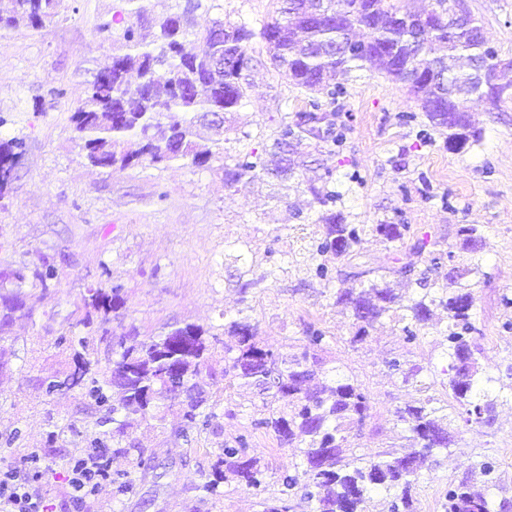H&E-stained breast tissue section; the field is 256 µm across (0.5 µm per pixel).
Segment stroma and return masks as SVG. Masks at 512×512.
I'll use <instances>...</instances> for the list:
<instances>
[{"instance_id": "stroma-1", "label": "stroma", "mask_w": 512, "mask_h": 512, "mask_svg": "<svg viewBox=\"0 0 512 512\" xmlns=\"http://www.w3.org/2000/svg\"><path fill=\"white\" fill-rule=\"evenodd\" d=\"M486 35L508 62L502 78L512 83V0H464ZM122 0H69L53 24H22L0 37V139L24 138L26 151L15 178L0 199V266L36 267L42 256L56 258L57 282L28 291L29 315L17 318L0 348L8 366L0 370V434H16L0 447V470L34 480L44 512H258L259 497L277 495L279 474L299 461L297 449L279 447L268 433L255 434L250 453L266 470L263 494L239 488L215 499L200 489L225 441L238 436L251 418L268 415L259 389L224 380V352L215 348L212 365L198 386L215 416L209 428L182 420L181 398L171 400L163 427L135 424L129 439L152 450L153 470L134 494L117 499L111 480L75 498L69 464L93 455L97 433L110 469H127L132 457L113 455L106 411L79 389L46 395L42 382L64 379L69 351L62 334L84 335L77 321L87 288L106 278L125 286L126 323L138 336L158 335L165 325L193 323L211 334L245 315L258 328L260 345L285 356L299 350L307 325L324 328L326 374L353 376L367 389L371 408L354 440L356 454L373 458L409 440L394 412L421 398L444 399L448 323L437 311L420 341L403 338V323L382 318L367 338L350 344L354 320L336 305L340 288H356L355 267L375 268L388 248L365 232L353 261L329 259L332 280L314 276L311 243L322 225L321 207L305 190L309 171L331 173L340 195L336 208L350 224H407L414 236H430L452 265L464 269L476 303L479 361L494 378L500 399L491 425L456 421L454 445L423 470L414 490L418 512H443L450 481L482 456L498 463L495 500L512 499V101L493 110L478 99L468 103L466 121L477 141L462 152L449 150L416 99L402 85L373 68L353 70L331 108L337 144L309 149L305 169L284 177L243 180L225 187L218 167L156 164L102 171L82 161L71 141L69 117L94 74L109 60L107 26ZM276 0H216L195 14V30L216 19L260 25ZM256 59L250 87L229 119L224 151L270 148L279 124L308 108L311 98L282 80L269 64L260 39L251 43ZM63 96L52 95V88ZM479 225L483 241L467 247L458 230ZM257 280L241 292L242 281ZM400 358L420 367L418 383L403 385L386 366Z\"/></svg>"}]
</instances>
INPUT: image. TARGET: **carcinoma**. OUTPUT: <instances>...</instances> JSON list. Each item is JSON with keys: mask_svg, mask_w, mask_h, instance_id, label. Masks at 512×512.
<instances>
[{"mask_svg": "<svg viewBox=\"0 0 512 512\" xmlns=\"http://www.w3.org/2000/svg\"><path fill=\"white\" fill-rule=\"evenodd\" d=\"M125 2L128 9L113 18L121 25V46L112 53L110 65L94 75L84 101L71 115L72 131L85 159L100 169L217 163L224 169V186L233 188L246 176L292 174L303 166L301 148L336 141L329 113L313 100L310 108L294 112L279 125L271 160L252 149L229 163L220 143L210 147L200 143L203 129L223 125L225 115L238 111L249 87L254 61L250 43L256 37L265 43L278 75L307 94L334 97L330 75H346L365 63L375 66L407 88L434 128L448 133L450 150L468 102L453 94V88L470 79L469 69L476 62L490 70L501 65L496 53L483 51L472 29L462 26L451 31L441 19L456 11L457 0H436V8L426 13L411 9L409 0H277L279 7L257 31L245 23L217 19L202 33L181 24L183 0H172L161 16L153 15L145 0ZM64 9L65 0H10L9 10L0 11V36L21 22L43 29ZM355 38L367 41L361 55L346 50ZM24 151L21 137L0 140V193L10 184ZM329 185L328 174L306 180L308 192L324 207L323 230L313 241L312 252L339 260L354 256L365 228L345 223ZM371 229L392 250L410 236L407 224H373ZM58 275L52 257L43 258L34 269L20 265L0 269V337L8 334L16 314L26 313L24 288L38 284L47 289ZM353 277L364 280L361 289L336 291V304L352 310L356 331L350 343L363 341L375 323L398 309L408 312L404 339L415 343L420 330L430 325L433 308H443L448 314L444 342L450 396L463 410L465 423L490 424L499 394L476 357L480 349L474 336L478 332L473 321L475 296L459 283L462 273L450 269L443 283H434L439 292H427L408 304L389 288L385 276L371 269L356 271ZM123 290L117 281L87 289L88 309L79 320L104 336H119L121 351L109 366L110 379H99L93 370L87 340L74 342L62 336L59 344L76 343L81 350L74 352L73 365L56 387L77 388L107 405V386H112L123 411L122 419H112V444L118 449L133 422L148 416L164 422L160 406L178 391L186 394L183 419L209 425L215 413L196 382L211 358L206 330L190 323L170 324L161 334L128 346L125 337L134 329L111 333L107 328L111 317L124 308ZM224 337V375L272 394L283 406L253 419L245 433L219 449L212 477L201 485L203 492L218 499L220 485L232 482L261 491L263 471L249 447L252 433L265 430L275 435L280 447L301 449V462L280 473L279 496L261 499L259 512H288V501L299 493L311 503L312 512H366L373 493L385 494L388 512H417L414 484L426 463L454 442L445 413L448 406L436 407L435 399L428 398L397 409V420L407 425L415 447L403 452L387 449L366 460L355 453L351 432L362 425L371 407L368 392L349 375L318 381L324 365L321 354L330 340L327 331L307 326L300 351L290 358L259 345L256 327L246 318L225 323ZM172 366L182 379L177 391L164 382ZM387 366L405 383L421 372L398 359ZM152 459L153 453L141 448L134 471H114L116 492L133 493L139 476L152 468ZM494 473L495 465L487 459L478 464V471L448 484L444 512H493L492 501L472 490V478L479 474L491 481Z\"/></svg>", "mask_w": 512, "mask_h": 512, "instance_id": "cac0c4a2", "label": "carcinoma"}]
</instances>
